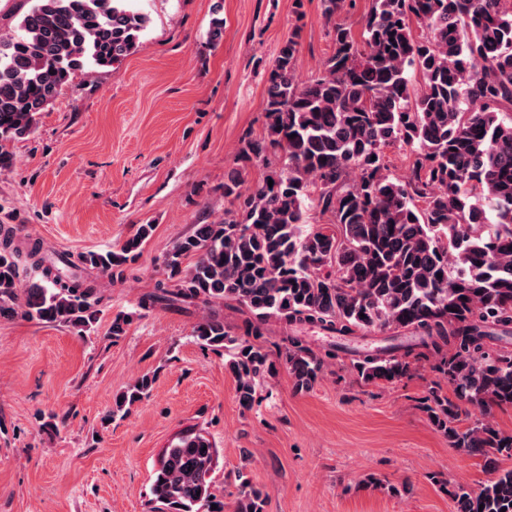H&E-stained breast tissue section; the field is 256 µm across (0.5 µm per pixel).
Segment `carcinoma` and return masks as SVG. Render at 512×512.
Instances as JSON below:
<instances>
[{
    "label": "carcinoma",
    "instance_id": "cac0c4a2",
    "mask_svg": "<svg viewBox=\"0 0 512 512\" xmlns=\"http://www.w3.org/2000/svg\"><path fill=\"white\" fill-rule=\"evenodd\" d=\"M321 2L332 54L300 83L299 33L283 41L266 76L264 132L238 149L244 164L266 165L262 180L246 189L241 170L224 179V217L195 225L163 254L166 278L139 307L236 304L242 333L210 313L193 337L227 352L245 409L278 367L303 392L338 357L295 334L271 355L261 336L272 320L339 336L412 333L417 342L403 350L353 360L357 380L385 386L433 357L453 396L430 391L424 411L449 447L494 472L476 491H448L455 512H512V469L497 466L512 458V434L486 420L512 407V351L490 332L512 329V0H371L358 36L333 22L356 0ZM146 26L132 0H33L18 31L0 35V170L13 163L7 144L33 132L72 74L125 58ZM390 147L410 159L408 180L388 173ZM312 210L328 223H308ZM153 231L141 224L80 262L118 276ZM23 253L42 273L26 288ZM16 313L84 333L99 314L97 288L66 274L38 242L21 251L5 229L0 318ZM153 382L141 376L112 412L142 401ZM470 406L484 419L463 427ZM217 459L201 431L180 433L150 487L155 512H224L211 479ZM237 481L236 512H265L267 494L241 471Z\"/></svg>",
    "mask_w": 512,
    "mask_h": 512
}]
</instances>
